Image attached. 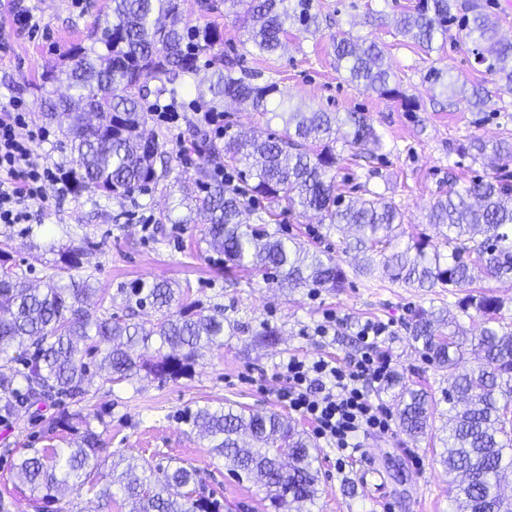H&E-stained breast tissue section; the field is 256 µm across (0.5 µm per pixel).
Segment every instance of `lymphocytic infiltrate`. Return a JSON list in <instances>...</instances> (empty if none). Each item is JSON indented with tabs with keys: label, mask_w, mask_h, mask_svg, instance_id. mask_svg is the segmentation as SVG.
I'll return each instance as SVG.
<instances>
[{
	"label": "lymphocytic infiltrate",
	"mask_w": 512,
	"mask_h": 512,
	"mask_svg": "<svg viewBox=\"0 0 512 512\" xmlns=\"http://www.w3.org/2000/svg\"><path fill=\"white\" fill-rule=\"evenodd\" d=\"M47 138L45 127L30 125L22 102L0 106V223L19 224L27 217L31 202L42 196L43 181L58 184L67 193L66 176L59 164L36 151ZM392 333L390 324L361 323L356 338L359 357L343 366L320 358L307 361L296 357L281 363L288 387L282 395L291 411L310 420L317 438L337 452V465L355 455L366 439L383 437L391 430L390 409L369 400L368 387L384 382L391 368L380 348Z\"/></svg>",
	"instance_id": "lymphocytic-infiltrate-1"
}]
</instances>
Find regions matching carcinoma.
I'll list each match as a JSON object with an SVG mask.
<instances>
[{"label": "carcinoma", "mask_w": 512, "mask_h": 512, "mask_svg": "<svg viewBox=\"0 0 512 512\" xmlns=\"http://www.w3.org/2000/svg\"><path fill=\"white\" fill-rule=\"evenodd\" d=\"M311 9V0H299L292 12L288 0H249L245 43L250 53L276 52L290 26L307 31L317 25ZM454 24L462 38L477 35L473 43L482 46L478 62L512 90V41L498 38L496 21L476 0H418L395 21L399 33L428 52ZM217 39L216 29L189 25L181 0H112L111 13L94 23L90 46L74 47L67 54L72 64L54 65L44 76L46 83L66 84L69 93L44 96L38 103L46 120L60 112L71 117L67 137L75 192H100L120 202L169 176L162 145L143 132L145 103L151 95L176 98L183 78L197 71L201 51ZM333 49L347 82L384 98H405L390 85V68L377 43L366 46L343 36ZM211 65L212 80L195 85L200 101L215 108L229 98L255 112H277L285 133L261 142L238 135L221 142L192 126V137L211 160L244 165L239 174L246 188L228 185L210 166H201L193 189L185 193L187 214L176 223L208 224L206 242L224 255L228 267L279 284L336 292L348 282L341 266L322 251L265 227L278 220L282 207L299 217L314 211L326 233L341 236L345 251L362 255L357 274L374 275L379 256L382 279L409 288H446L461 312L472 308L481 315L483 326L469 337L450 311L421 306L414 311L409 335L429 362L452 373L444 392L448 420L439 442L457 512H512V501L499 493L502 480L512 473V329L501 324L499 296L470 289L482 277L512 282V141L472 135L454 147L493 174L461 188L451 183L433 202L427 223L439 230L450 252L425 239L401 247L397 230L403 214L393 201L374 193L353 199L339 191L336 170L343 157L336 152L333 113L286 112L282 104H273L276 84L238 77L222 58ZM151 80L159 85L150 87ZM346 125L344 146L353 156L382 148L381 135L365 114L349 113ZM246 210L259 212L262 226L242 223ZM90 250L87 242L59 251L42 291L30 287L23 268L0 276V423L15 420L25 406L83 396L90 382L87 356L96 358L104 385L143 375L176 380L192 373L202 352L223 349L224 336L236 333L223 309H206L166 281H139L125 291L127 309L148 304L160 313L148 327L112 311L103 295L102 312L88 313L84 301L99 289L75 271ZM64 274L68 282L62 284ZM467 342L478 364L462 370L461 348ZM387 389L394 391L400 430L413 438L426 434L434 414L432 394L402 384L399 376ZM92 419L101 420V414H87L73 447L45 448L19 459L16 478L41 500L55 498L61 489L83 488L104 500L112 497L117 482L135 504L133 512H220L215 501L179 492L198 480L196 470L183 466L153 469L133 455H121L111 461L112 481L99 485L95 470L102 464L101 439ZM188 422L212 442V452L231 471L260 481L274 512H311L319 493L317 456L288 416L203 406Z\"/></svg>", "instance_id": "carcinoma-1"}]
</instances>
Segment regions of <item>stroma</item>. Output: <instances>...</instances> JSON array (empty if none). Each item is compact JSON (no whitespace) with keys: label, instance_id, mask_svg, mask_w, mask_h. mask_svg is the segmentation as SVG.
<instances>
[{"label":"stroma","instance_id":"obj_1","mask_svg":"<svg viewBox=\"0 0 512 512\" xmlns=\"http://www.w3.org/2000/svg\"><path fill=\"white\" fill-rule=\"evenodd\" d=\"M209 9H202V2ZM417 0H312L319 17L315 34L289 29L283 47L275 54H249L245 42L247 19L243 8H229L224 0H182L186 20L216 28L220 38L200 61L232 57L237 72L256 75L258 83H276L284 105L304 112L321 110L346 117L350 112L370 116L383 139V147L369 159L343 160L336 181L351 196L369 190L393 200L404 214V239L429 237L439 242L426 213L436 197L448 190L449 178L458 185L486 176L482 165L450 152L453 143L478 134L489 140L512 137V91L498 75L478 65L471 40L449 31L438 51L424 53L398 34L394 19L413 8ZM10 0H0V28L9 32L10 47L0 50V104L24 101L34 122L43 121L36 108L37 88L46 68L63 63L69 49L87 44L92 23L106 14L111 0H84L83 9L69 0H35L42 17L38 32L12 29ZM350 35L361 42L383 47L393 85L416 104L407 111L405 100L379 97L347 83L333 50L336 38ZM443 72L444 86L433 85L431 69ZM478 86L487 94L483 110L473 109L467 97L453 95V88ZM224 134L245 133L258 138L284 131L280 119L253 112L233 101L220 107ZM167 153L170 174L148 192L117 202L102 194L58 195L47 186L46 201L33 202L25 224H0V246L11 264L29 270L31 283L45 287L47 264L65 247L93 241L95 250L83 259L82 274L92 275L105 295L113 296V310H120L119 289L138 280H167L186 289L188 298L204 306H219L239 325L222 350L206 353L191 375L160 381L151 377L133 383L102 386L92 379L80 401L51 403L21 412L17 421L0 424V512H129L130 502L121 491L101 501L86 492H61L55 500L34 499L28 487L15 478L12 465L36 448L71 447L85 428L84 415L101 411L96 429L106 454H131L153 466L182 465L196 469L197 490L223 504V512H272L262 489L225 468L212 453L208 439L187 423L198 407L243 406L260 412L287 413L279 393L284 386L279 365L291 356L306 360L325 357L346 362L357 352L356 328L367 321L391 324L385 344L393 370L407 383L431 389L437 412L425 435L413 439L392 428L381 438L365 442L345 467L336 464V450L316 441L320 493L313 512H456L448 493V472L439 462L437 439L448 411L443 393L447 369L428 362L409 338L407 326L418 307H444L452 298L441 289L426 291L353 275V254L345 253L338 236L321 233L318 218L282 214L277 229L331 256L351 276L346 288L327 292L313 288H282L239 269L224 266L223 255L205 242V224H182L179 185L193 177L204 162L191 150L189 127L170 129L148 120ZM173 220L160 223L161 213ZM329 328L318 335V325ZM278 330L280 343L263 348L255 336L263 327ZM71 418L58 426L60 411ZM378 472L383 484L369 492L361 476Z\"/></svg>","mask_w":512,"mask_h":512}]
</instances>
